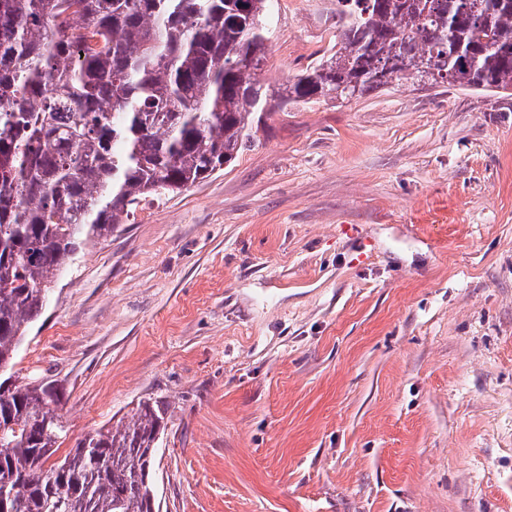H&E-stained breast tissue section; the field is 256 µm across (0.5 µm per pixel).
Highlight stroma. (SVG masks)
<instances>
[{
    "label": "stroma",
    "instance_id": "stroma-1",
    "mask_svg": "<svg viewBox=\"0 0 512 512\" xmlns=\"http://www.w3.org/2000/svg\"><path fill=\"white\" fill-rule=\"evenodd\" d=\"M337 8L273 0L268 94L334 52ZM13 370L72 440L159 401V512H512V95L256 114L78 257Z\"/></svg>",
    "mask_w": 512,
    "mask_h": 512
}]
</instances>
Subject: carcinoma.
<instances>
[{"instance_id":"carcinoma-1","label":"carcinoma","mask_w":512,"mask_h":512,"mask_svg":"<svg viewBox=\"0 0 512 512\" xmlns=\"http://www.w3.org/2000/svg\"><path fill=\"white\" fill-rule=\"evenodd\" d=\"M336 51L285 103L394 81L512 90V0H338ZM271 0H0V512H151L158 405L67 439L63 394L12 380L62 273L148 199L236 158L266 99Z\"/></svg>"}]
</instances>
